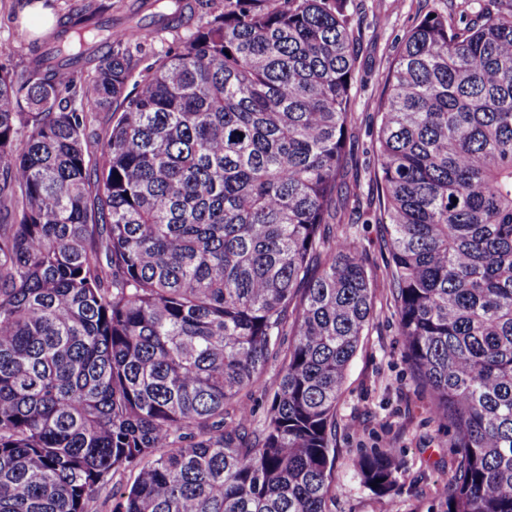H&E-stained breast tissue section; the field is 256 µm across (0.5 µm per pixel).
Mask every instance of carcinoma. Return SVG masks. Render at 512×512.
Masks as SVG:
<instances>
[{"instance_id":"obj_1","label":"carcinoma","mask_w":512,"mask_h":512,"mask_svg":"<svg viewBox=\"0 0 512 512\" xmlns=\"http://www.w3.org/2000/svg\"><path fill=\"white\" fill-rule=\"evenodd\" d=\"M349 2L152 0L158 31L202 23L134 83L142 20L75 4L22 72L0 64V512H88L107 488L112 512H328L374 311L355 224L334 229ZM380 112L387 279L456 438L448 512H512V0L421 20ZM273 364L259 424L241 392ZM355 467L391 491L390 453Z\"/></svg>"}]
</instances>
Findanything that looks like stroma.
<instances>
[{
    "instance_id": "35a3bbf8",
    "label": "stroma",
    "mask_w": 512,
    "mask_h": 512,
    "mask_svg": "<svg viewBox=\"0 0 512 512\" xmlns=\"http://www.w3.org/2000/svg\"><path fill=\"white\" fill-rule=\"evenodd\" d=\"M492 5L493 0H352L357 94L345 182L362 201L376 195L378 108L401 41L427 15L476 23ZM26 15L20 0H0V63L17 72L27 65L35 43L25 28ZM334 446L336 494L328 503L330 512H447L444 487L457 456L455 440L411 379L393 302L383 285L375 290L373 318L347 369L336 406ZM387 449L393 452L396 483L378 496L363 484L354 463Z\"/></svg>"
}]
</instances>
